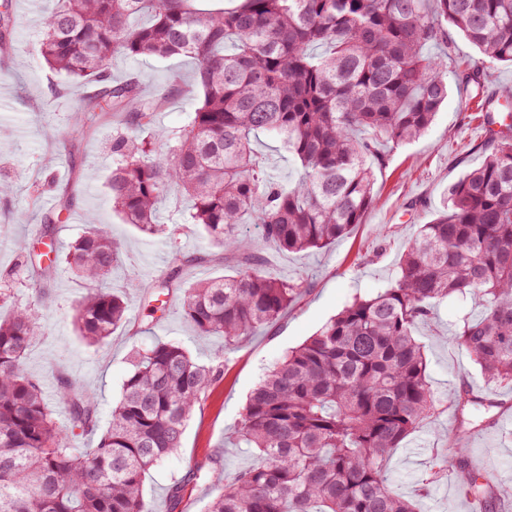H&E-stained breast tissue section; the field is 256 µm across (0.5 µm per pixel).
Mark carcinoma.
Returning <instances> with one entry per match:
<instances>
[{"label": "carcinoma", "instance_id": "carcinoma-1", "mask_svg": "<svg viewBox=\"0 0 512 512\" xmlns=\"http://www.w3.org/2000/svg\"><path fill=\"white\" fill-rule=\"evenodd\" d=\"M143 17L146 22L133 24ZM453 26L490 63L512 64V0H244L201 12L194 0H57L41 19L39 51L52 70L95 91L76 109L122 118L112 134L107 195L140 232H168L160 203L176 191L209 244L245 271L185 283L175 267L160 290L182 293L185 320L230 349L275 321L303 284L274 278L240 237L256 224L281 250L323 249L362 223L373 168L425 134L448 98L451 54L424 47ZM316 47L325 48L321 55ZM186 56L203 91L183 132L156 148L154 113L165 93L113 83L118 57ZM480 93L487 67L454 71ZM479 96L491 152L448 186L446 207L402 253L394 283L358 297L276 363L252 390L238 435L259 461L207 512H416L388 478L393 449L435 412L415 327L431 305L480 296L455 345L488 382L512 388V112ZM279 139L299 163L289 185L271 175L254 138ZM110 225L97 224L66 262L87 291L75 310L80 336L102 343L127 321L131 293L105 288L121 261ZM38 264L47 296L58 257ZM38 334L29 306L0 315V512H148L145 473L183 445L187 423L221 364L194 361L176 342L135 352L111 418L93 448H73L25 361ZM71 430L97 429V402L66 380L58 391ZM464 493L494 512L509 485H494L462 447L452 448Z\"/></svg>", "mask_w": 512, "mask_h": 512}]
</instances>
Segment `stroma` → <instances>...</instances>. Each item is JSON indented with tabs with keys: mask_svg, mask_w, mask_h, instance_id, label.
<instances>
[{
	"mask_svg": "<svg viewBox=\"0 0 512 512\" xmlns=\"http://www.w3.org/2000/svg\"><path fill=\"white\" fill-rule=\"evenodd\" d=\"M9 5L14 23L0 32V179L14 191L0 198V289H12L14 296L0 298V313L8 314L16 305L34 306L39 332L28 370L51 400L63 379L95 392L103 425L120 397L135 350L160 339L182 343L204 364L223 353L224 375L196 408L182 448L151 468L143 486L149 512H205L219 492L213 474L223 473L229 482L258 461L257 450L239 441L236 430L247 397L264 373L356 296L375 293L395 278L400 256L420 225L432 222L443 209L449 184L484 159L488 136L482 122L470 116L465 87L449 78L448 101L427 133L391 151L385 165L375 168V201L348 235L322 250L285 252L262 243L257 227L246 225L242 233L264 256L266 273L301 282L304 290L275 322L228 350L222 337L194 333L183 317L180 293H171L160 318L145 294L170 273L174 254L186 259L182 276L190 282L234 271L235 258L210 246L200 227L187 223V203L177 193L161 205L169 234L148 236L121 222L105 188L112 173L108 145L114 119L106 114L93 125L77 123L74 109L92 85L51 71L38 53L39 15L28 13L21 0H9ZM194 68L184 57H120L113 61L111 75L116 82L136 81L147 97L169 91L154 124L156 133L169 136L181 133L189 112L200 104ZM64 195L73 199L70 216L54 225L51 238H44V223L56 215ZM95 224L111 225L122 248L110 287L118 290L131 280L143 286L132 299L125 326L102 346L86 343L73 325L85 284L68 267H60L50 302L38 304L36 276L23 267L17 247L22 241L38 252L51 247L64 254ZM484 310L478 297L461 304L444 301L414 331L424 346L436 411L392 451L388 471L391 484L416 501L418 512H476V503L461 491L446 461L449 432L462 434L477 468L492 474L496 483H512V390L489 385L479 366L452 341L462 318H478ZM465 388L490 399V407L457 412L455 398ZM200 466L210 471V478L194 479ZM176 485L181 488L177 495L172 492Z\"/></svg>",
	"mask_w": 512,
	"mask_h": 512,
	"instance_id": "obj_1",
	"label": "stroma"
}]
</instances>
